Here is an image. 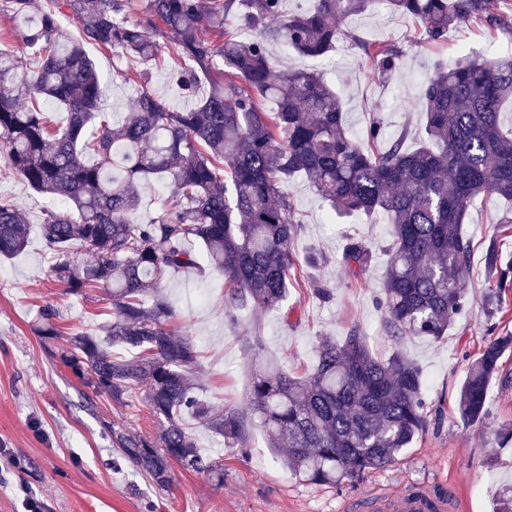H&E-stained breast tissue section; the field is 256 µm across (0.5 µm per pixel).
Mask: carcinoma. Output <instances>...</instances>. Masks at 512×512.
<instances>
[{"instance_id": "cac0c4a2", "label": "carcinoma", "mask_w": 512, "mask_h": 512, "mask_svg": "<svg viewBox=\"0 0 512 512\" xmlns=\"http://www.w3.org/2000/svg\"><path fill=\"white\" fill-rule=\"evenodd\" d=\"M5 2L23 20L11 35L26 63L0 49V153L45 198L41 235L67 293L101 288L112 307L100 333L72 337L59 359L95 394L118 403L143 389L157 435L112 434L123 457L155 485L171 484L174 463L224 484L223 465L198 451L184 414L229 443L243 432L237 411L196 393L189 374L197 351L167 330L174 309L162 279L202 269L190 249L195 241L224 276L230 307L281 311L288 319V277L314 262L288 250L302 230L288 192L293 178L304 177L340 218L378 214L391 225L379 298L390 335L440 339L466 308L468 207L477 198L512 201V127L500 121L512 104V55L438 64L421 99L423 140L409 149L405 134L389 136L378 121L354 136L322 75L279 71L270 52L280 45L323 57L336 47L339 25L374 10L377 0H313L286 16L284 0H142L145 17L136 21L127 17L133 0ZM386 2L434 42L453 25L509 26L503 0ZM234 7L252 30L246 40L224 27ZM66 10L79 24L77 38L61 31L58 15ZM346 37L380 72L399 67L396 46ZM87 44L164 67L197 98L195 106L178 111L141 89L131 111L109 121ZM47 101L67 112L64 123L44 111ZM152 179L167 189L164 207L153 222L134 224L129 215ZM30 231L25 214L0 201V256L23 251ZM79 248L90 255L84 265L72 259ZM373 260L363 240L346 239L342 261L351 273ZM487 261L496 276L486 297L492 311L512 289V265L498 263L494 252ZM56 318L42 311L41 336L59 334ZM117 345L133 354L113 355ZM511 351V333L491 336L469 366L458 400L463 425L484 424L489 384ZM249 391L272 451L314 484L396 464L427 425L419 369L399 352L373 356L356 327L340 342L323 337L304 375L263 365Z\"/></svg>"}]
</instances>
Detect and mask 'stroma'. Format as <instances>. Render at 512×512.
Segmentation results:
<instances>
[{"label": "stroma", "mask_w": 512, "mask_h": 512, "mask_svg": "<svg viewBox=\"0 0 512 512\" xmlns=\"http://www.w3.org/2000/svg\"><path fill=\"white\" fill-rule=\"evenodd\" d=\"M343 28L394 43L402 52L399 68L389 75L378 73L343 38L324 58L272 46L278 69L322 72L355 134H362L377 116L388 134L406 133L410 148L423 135L425 115L417 102L437 63L469 53L489 59L512 53V29L466 24L433 42L414 19L384 5L349 17ZM87 53L102 76L106 109L113 115L129 111L134 100L132 84L121 78L125 72L145 74L148 90L174 106H186L167 71L154 64L93 45ZM289 192L304 223L289 248L300 258L319 254V264L304 274L326 288L328 298L290 282L287 304L292 312L285 321L274 312H225L219 273L189 270L164 279L175 311L168 328L191 340L198 351L192 377L199 393L247 421L242 442L230 444L186 419L200 452L223 464L224 483L216 485L204 474L177 466L169 489L162 490L112 443L117 426L144 437L155 435V418L141 393L121 404L93 394L58 357L70 336L95 332L108 320V301L97 289L65 293L51 273L53 260L40 234L41 199L19 176L0 175V199L24 212L32 226L26 249L0 259V512H24L18 491L22 485L47 501L50 512H345V503L354 498L405 484L425 485L448 496L456 512H493L502 488L512 484V444L498 447L494 436L503 421H512V354L503 360V378L489 386L483 426L464 427L456 401L489 332L512 333V297L492 316L484 305L495 285L485 264L487 250L496 249L502 262H512V224L500 221L512 204L478 199L470 205L463 226L472 245L469 304L444 337L396 340L387 333L385 313L376 304L389 224L379 216L332 219L302 178L290 183ZM347 234L365 240L375 252L356 278L342 263ZM47 306L60 311V334L51 340L36 331L39 313ZM354 327L366 336L375 356L385 359L398 351L419 367L428 425L395 465L336 486L311 484L292 475L272 454L264 429L251 418L250 376L259 357L304 374L316 361L321 337L340 340ZM255 336L264 344L258 355L249 347Z\"/></svg>", "instance_id": "1"}]
</instances>
